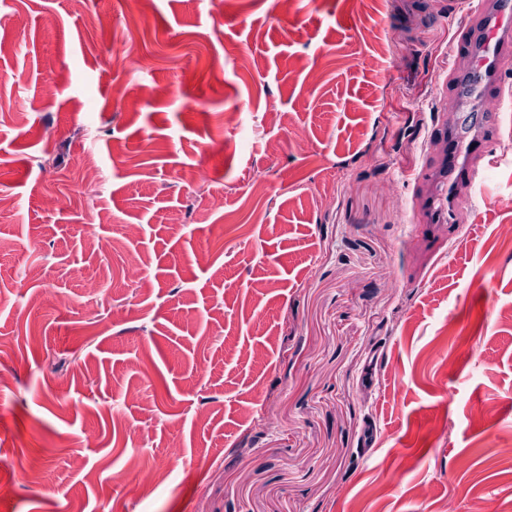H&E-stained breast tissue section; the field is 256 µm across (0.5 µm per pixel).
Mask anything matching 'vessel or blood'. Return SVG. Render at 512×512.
Listing matches in <instances>:
<instances>
[{
    "instance_id": "vessel-or-blood-1",
    "label": "vessel or blood",
    "mask_w": 512,
    "mask_h": 512,
    "mask_svg": "<svg viewBox=\"0 0 512 512\" xmlns=\"http://www.w3.org/2000/svg\"><path fill=\"white\" fill-rule=\"evenodd\" d=\"M457 48L473 58L472 69L459 77L458 85L462 91L478 95L485 109L468 114L463 129L440 130L446 149L437 180L449 191L465 186L478 196L485 193L501 165L492 151L500 130L498 117L512 112V88L501 82L502 71L512 64V0H495L494 10L483 17L479 27L467 29ZM426 209L431 223L447 225L449 235H456V202L442 210L430 199Z\"/></svg>"
}]
</instances>
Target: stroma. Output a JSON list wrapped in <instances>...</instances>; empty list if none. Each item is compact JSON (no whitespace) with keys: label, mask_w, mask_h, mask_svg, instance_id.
I'll return each mask as SVG.
<instances>
[{"label":"stroma","mask_w":512,"mask_h":512,"mask_svg":"<svg viewBox=\"0 0 512 512\" xmlns=\"http://www.w3.org/2000/svg\"><path fill=\"white\" fill-rule=\"evenodd\" d=\"M131 7L0 18V512H512V122L422 205L466 5Z\"/></svg>","instance_id":"obj_1"}]
</instances>
